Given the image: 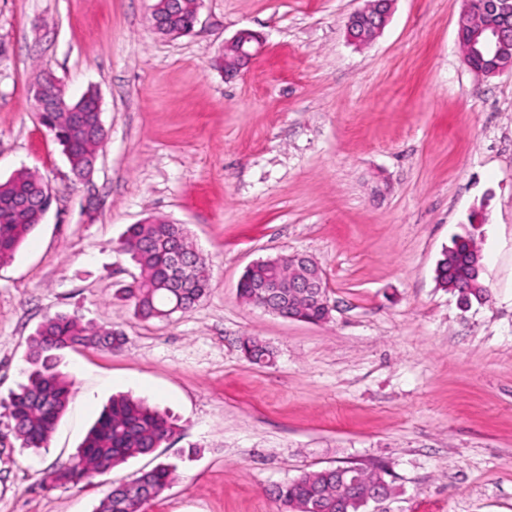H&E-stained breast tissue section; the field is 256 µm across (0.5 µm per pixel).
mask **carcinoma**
Returning a JSON list of instances; mask_svg holds the SVG:
<instances>
[{
	"label": "carcinoma",
	"mask_w": 512,
	"mask_h": 512,
	"mask_svg": "<svg viewBox=\"0 0 512 512\" xmlns=\"http://www.w3.org/2000/svg\"><path fill=\"white\" fill-rule=\"evenodd\" d=\"M153 8L165 23L159 33L192 30L193 16L189 9L177 8L170 0H155ZM49 131L73 167L84 165L91 146L100 144L106 137L103 128L89 127L81 134L71 131L62 111L50 116ZM46 187L47 183L30 171H20L0 181V266L14 259L21 245L41 224L40 213L50 199ZM19 201L30 204L27 212L12 211L11 204ZM184 238L183 225L165 217H148L127 228L120 248L138 265L140 274L121 293L137 315L168 319L175 313L186 314L208 293L210 278L202 255L195 259L189 287H174L176 270L172 259ZM443 258L448 283L467 285L473 280V255L466 246L452 245ZM266 267L267 263H260L243 273L237 289L242 302L251 305L258 298L254 284ZM123 344L122 332L84 324L74 314L55 313L43 318L27 346V383L10 397L12 429L21 447L33 450L46 447L68 406L72 381L57 369L61 356L79 348L116 353ZM241 348L255 364L268 366L274 362V350L254 337L244 338ZM177 431V424L168 415L145 402L124 395L114 397L103 407L69 463L47 473L46 480L53 485L89 484L94 476L106 475L131 458L154 453ZM172 474V466L162 462L143 470L133 479L113 487L94 512H144L145 505L169 486ZM345 494L334 467L306 472L276 490L284 512H359L361 503L353 502L343 509L336 506Z\"/></svg>",
	"instance_id": "obj_1"
}]
</instances>
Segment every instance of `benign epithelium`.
<instances>
[{"mask_svg": "<svg viewBox=\"0 0 512 512\" xmlns=\"http://www.w3.org/2000/svg\"><path fill=\"white\" fill-rule=\"evenodd\" d=\"M372 5L361 8L346 21V36L350 44L362 47L373 42L385 28L391 0H371ZM458 38L463 40L465 60L478 75L492 77L512 73V7L503 0H482L480 9L474 8V0H463ZM263 49L260 34L242 30L224 43L222 66L224 75L235 77ZM36 112L64 110L71 113V125L80 124L83 107L72 108L64 97L56 76L45 74L31 87ZM276 270L288 272L286 278H272L265 287L271 295H288L292 310L288 318H303L305 305L317 301L330 316L327 301V284L311 258L300 254H279L273 260Z\"/></svg>", "mask_w": 512, "mask_h": 512, "instance_id": "1", "label": "benign epithelium"}]
</instances>
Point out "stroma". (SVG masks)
I'll return each mask as SVG.
<instances>
[{
    "mask_svg": "<svg viewBox=\"0 0 512 512\" xmlns=\"http://www.w3.org/2000/svg\"><path fill=\"white\" fill-rule=\"evenodd\" d=\"M153 0H0V180L38 172L44 221L0 267V512H93L159 462L174 479L145 512H283L273 488L327 467H384L366 512H512V74L466 64L461 0H394L371 44L346 39L363 0H201L194 30L151 27ZM263 51L216 64L237 32ZM67 98L97 90L107 138L92 186L41 125L38 70ZM152 215L182 224L211 286L189 313L145 320L117 296L138 276L119 248ZM474 235L486 303L435 279ZM311 256L330 317L242 303L253 262ZM111 324L120 352L71 351V402L48 450L21 448L7 405L44 315ZM253 336L273 365L241 350ZM174 416L149 456L46 487L112 395ZM263 49L260 34L250 31H239L230 40L225 41L222 51V66L226 77L239 75L248 64Z\"/></svg>",
    "mask_w": 512,
    "mask_h": 512,
    "instance_id": "stroma-1",
    "label": "stroma"
}]
</instances>
